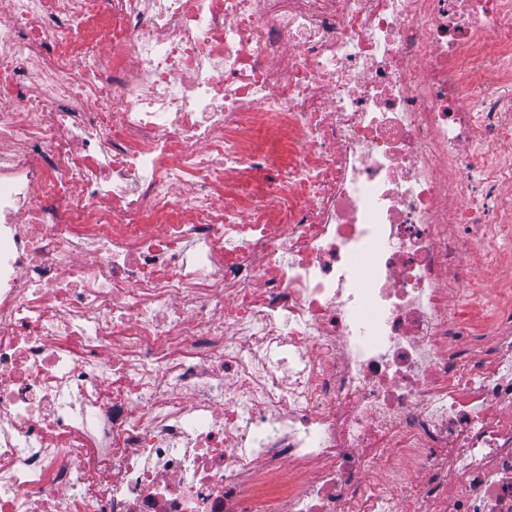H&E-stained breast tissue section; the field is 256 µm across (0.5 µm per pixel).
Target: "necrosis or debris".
<instances>
[{
  "instance_id": "obj_1",
  "label": "necrosis or debris",
  "mask_w": 512,
  "mask_h": 512,
  "mask_svg": "<svg viewBox=\"0 0 512 512\" xmlns=\"http://www.w3.org/2000/svg\"><path fill=\"white\" fill-rule=\"evenodd\" d=\"M504 142L512 0H5L0 512H512Z\"/></svg>"
}]
</instances>
